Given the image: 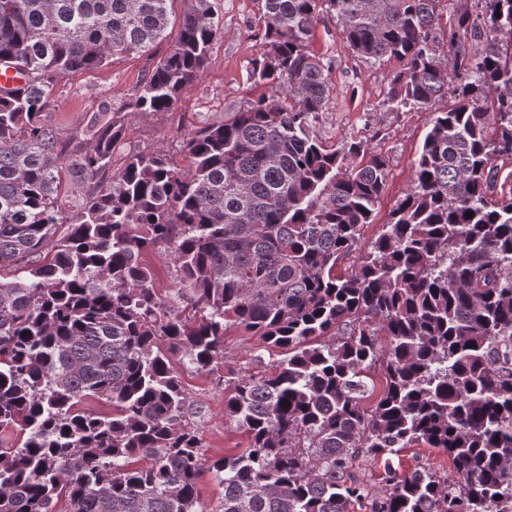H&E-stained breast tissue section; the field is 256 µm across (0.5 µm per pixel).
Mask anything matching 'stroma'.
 Returning <instances> with one entry per match:
<instances>
[{"label": "stroma", "instance_id": "stroma-1", "mask_svg": "<svg viewBox=\"0 0 512 512\" xmlns=\"http://www.w3.org/2000/svg\"><path fill=\"white\" fill-rule=\"evenodd\" d=\"M223 6L224 33L214 42L202 77L184 88L173 110L144 113L124 108L132 89L167 53L169 44L164 41L146 54L119 57L105 67L67 76L50 107V123L70 136L81 131L88 113L106 106L119 113L123 125L114 166H121L127 154L161 149L174 165L186 167L181 145L188 134L204 125L224 122L247 100L266 91L252 78L254 62L265 49L259 0H223ZM311 48L330 59L333 84L331 98L313 129L314 136L329 145L361 141L386 160L384 193L373 223L362 230L360 243L366 246L389 222L412 183L432 112L425 108L388 110L384 98L389 65L366 62L352 54L335 15H325L318 21ZM224 354L236 374L256 377L271 374L281 358L277 349L266 347L259 337L235 326L224 333ZM181 377L198 408L188 421L201 438L204 454L218 459L246 448L247 434L224 417V388L204 372L185 369ZM392 464L401 475L423 469L443 477L451 473L447 453L418 444L400 449L393 455ZM353 470L364 486V495L352 501L349 512H370L371 501L386 489L383 465L363 454L354 461Z\"/></svg>", "mask_w": 512, "mask_h": 512}]
</instances>
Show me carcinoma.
<instances>
[{"label": "carcinoma", "mask_w": 512, "mask_h": 512, "mask_svg": "<svg viewBox=\"0 0 512 512\" xmlns=\"http://www.w3.org/2000/svg\"><path fill=\"white\" fill-rule=\"evenodd\" d=\"M174 2L0 0V64L28 77L0 94V268L27 273L0 282V427L19 431L0 448V512H206V472L221 512H348L361 453L388 475L371 512H512V187L495 165L512 160V0L446 21L449 0H261L252 76L272 94L189 134L187 170L161 149L113 168L123 125L106 109L65 143L45 120L59 82L167 39ZM330 12L355 56L396 63L390 109L435 108L414 186L343 274L387 164L311 135L332 84L310 46ZM223 33L222 0H187L126 108L172 110ZM161 246L168 301L144 260ZM229 321L283 358L235 378L224 416L250 444L211 462L173 362L224 383ZM415 442L448 453L453 478L399 476L386 455ZM200 492V503L208 512H220L223 489L211 478L210 473H204L198 484Z\"/></svg>", "instance_id": "1"}]
</instances>
